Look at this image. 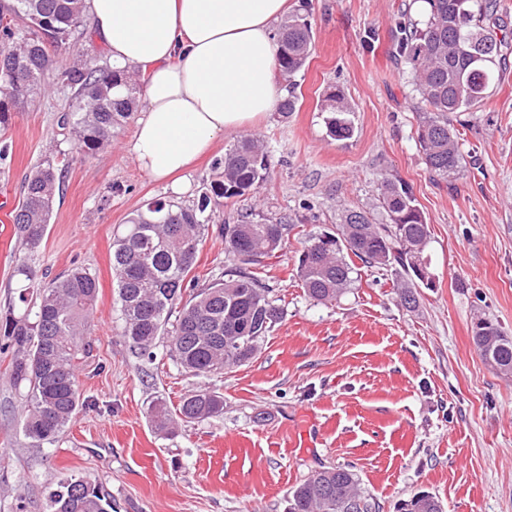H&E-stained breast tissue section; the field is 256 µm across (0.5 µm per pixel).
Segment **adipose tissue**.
Returning a JSON list of instances; mask_svg holds the SVG:
<instances>
[{
  "mask_svg": "<svg viewBox=\"0 0 512 512\" xmlns=\"http://www.w3.org/2000/svg\"><path fill=\"white\" fill-rule=\"evenodd\" d=\"M288 0H85L111 66L146 76L130 151L153 179L184 193L178 174L223 136L275 112L273 28Z\"/></svg>",
  "mask_w": 512,
  "mask_h": 512,
  "instance_id": "obj_1",
  "label": "adipose tissue"
}]
</instances>
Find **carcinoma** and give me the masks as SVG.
Listing matches in <instances>:
<instances>
[{
    "instance_id": "obj_1",
    "label": "carcinoma",
    "mask_w": 512,
    "mask_h": 512,
    "mask_svg": "<svg viewBox=\"0 0 512 512\" xmlns=\"http://www.w3.org/2000/svg\"><path fill=\"white\" fill-rule=\"evenodd\" d=\"M422 21L400 24L399 53L423 104L417 142L434 177L446 181L462 172L464 158L451 112H465L486 98L495 79L501 47L508 34L496 24L497 0H426ZM84 0H0V58L22 76L24 91L36 92L54 65L53 49L74 39L83 25ZM308 15L294 12L279 28L280 73L293 83L312 49ZM73 90L70 111L58 125L74 136L77 151L93 154L112 142V134L131 118L137 82L134 75L83 61L61 72ZM25 101L0 91V128ZM322 111L329 134L348 139L354 129L351 106L330 91ZM268 156L258 137L247 135L216 160L212 180L196 201L183 206L157 200V209L141 210L115 238L112 272L123 319L122 335L149 359L157 344L168 343L171 358L194 376H219L249 362L261 342L284 317L281 299L261 275L264 259L283 250L293 224L263 218L222 224L231 265L224 276L196 288L190 276L207 224L221 201L254 194L267 177ZM61 177L54 162L33 166L13 223L22 245L33 252L41 244L60 196ZM385 222L362 211L346 210L332 232L304 242L297 275L306 296L320 304L341 299L356 281L354 260L368 267L404 274L399 296L408 309L418 289L429 284L417 272L427 259L429 224L410 188L384 177L377 187ZM18 309L5 318L3 336L13 349L11 378L26 390L23 432L39 446L58 439L81 406L78 360L98 294L97 279L74 266L47 283L33 281L24 262L16 264ZM472 339L494 370L512 377V338L486 316L473 323ZM224 398L199 390L182 399L176 411L166 400L150 404L155 430L174 432L178 422L222 414ZM111 501L99 486L64 475L48 496V512H109ZM402 512H443L433 495L419 492L401 504ZM285 512H378L352 466L323 467L297 484Z\"/></svg>"
}]
</instances>
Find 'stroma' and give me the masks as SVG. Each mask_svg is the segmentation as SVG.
<instances>
[{"mask_svg": "<svg viewBox=\"0 0 512 512\" xmlns=\"http://www.w3.org/2000/svg\"><path fill=\"white\" fill-rule=\"evenodd\" d=\"M292 2L306 4L313 32L311 56L295 77L296 110L260 124L267 179L256 197L218 208L192 271L202 285L223 275L220 224L248 213L298 225L266 262L285 318L250 363L221 377L185 373L163 346L151 362L130 347L112 243L153 200L191 204L235 137L218 140L187 172L188 190L178 197L138 166L129 150L134 123L107 149L77 152L58 126L70 91L56 73L79 60L104 61L88 30L75 50L55 52L45 92L0 132L12 145L0 161V195L20 199L36 162L60 160L65 169L35 252L23 254L13 223L0 222V317L18 295L21 255L35 281L82 265L99 285L79 371L85 404L57 442L30 446L25 393L9 376L13 352L0 344V512H46L65 473L102 486L113 512H284L289 491L312 471L346 465L380 512H396L420 491L444 512H512V377L485 364L471 332L483 313L512 336V43L488 97L452 114L466 164L462 176L439 184L419 151L417 94L396 48L401 14L421 16L417 0ZM332 89L353 109L351 138L327 131L321 104ZM385 176L407 184L427 218L433 287L420 289L410 310L394 271L362 266L340 301L314 303L296 275L303 233L332 229L347 209L381 219L377 186ZM204 387L223 396L221 415L171 435L154 429L153 399L175 408Z\"/></svg>", "mask_w": 512, "mask_h": 512, "instance_id": "35a3bbf8", "label": "stroma"}]
</instances>
